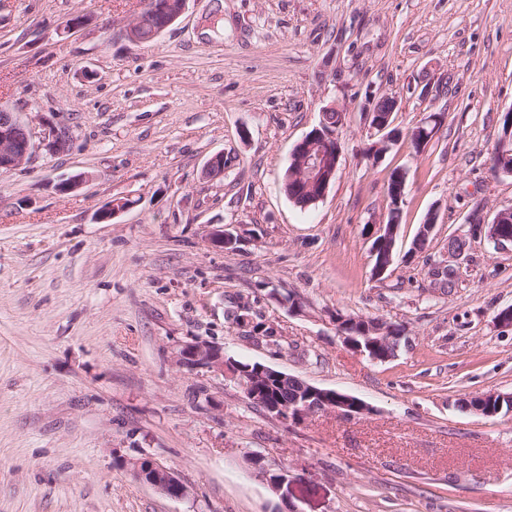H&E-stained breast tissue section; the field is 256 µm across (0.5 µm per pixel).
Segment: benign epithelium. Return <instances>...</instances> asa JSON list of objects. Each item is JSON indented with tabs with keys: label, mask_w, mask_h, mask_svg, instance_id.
Here are the masks:
<instances>
[{
	"label": "benign epithelium",
	"mask_w": 512,
	"mask_h": 512,
	"mask_svg": "<svg viewBox=\"0 0 512 512\" xmlns=\"http://www.w3.org/2000/svg\"><path fill=\"white\" fill-rule=\"evenodd\" d=\"M187 0H143L140 10L130 20L124 30V37L132 43H143L159 36L173 24L184 12ZM144 14L160 15L162 23L147 36L142 35L140 26ZM388 107L385 111L373 108L367 112L368 127L371 135L379 139L377 148L384 152L388 144L395 140L397 131L392 129L393 114L399 101L396 96H387ZM68 134L63 128L49 127L47 135L36 138L30 122L24 113L0 102V170H13L24 164L41 149L59 152L67 146ZM340 153L338 133L317 127L309 132L292 151V163L297 171L295 179L303 192L309 194L311 202L323 199L333 181ZM406 173L402 170L390 174L387 194L392 206L400 205L404 196ZM483 212L472 213L467 218V234L472 238H485L502 250H512V230L509 231L499 222H483ZM397 227L375 225L372 233L371 256L375 261L372 277L382 278L392 263V252H380L382 244L395 239ZM213 245L226 250L234 248L237 238L228 229L216 228L211 232ZM336 331L343 342L359 353H365L373 360L379 359V347L400 340L398 336L388 335L383 321H365L362 327L363 341L352 332L353 323L347 317L335 318ZM179 366L189 370L206 369L224 373L228 369L235 376L244 396L259 405L269 416L288 425L298 424L318 412L333 410L345 418H356L371 412V407L360 399L341 394L335 390L321 389L307 383L299 377L287 374L265 364L257 365L256 371L246 373L240 365L224 358L223 347L210 342L194 340L181 346L176 355ZM296 385L295 394L287 399L272 398L270 388L287 382ZM134 476L172 499H183L189 494V487L179 475L151 458H143L133 468Z\"/></svg>",
	"instance_id": "benign-epithelium-1"
}]
</instances>
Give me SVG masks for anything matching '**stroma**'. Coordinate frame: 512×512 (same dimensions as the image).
Here are the masks:
<instances>
[{"label":"stroma","mask_w":512,"mask_h":512,"mask_svg":"<svg viewBox=\"0 0 512 512\" xmlns=\"http://www.w3.org/2000/svg\"><path fill=\"white\" fill-rule=\"evenodd\" d=\"M139 6L0 0V102L70 134L0 172V512H512V411L461 406L512 393V331L495 322L512 251L473 238L450 256L474 209L512 206L490 161L512 108V0H188L137 45L123 31ZM387 95L399 136L373 159L365 114ZM329 107L337 171L304 210L282 176ZM438 112L415 151L409 131ZM397 169L396 254L375 281L365 230ZM116 198L128 208L100 220ZM220 226L235 250L211 245ZM450 259L444 288L430 270ZM339 312L404 325L396 357L351 351ZM193 340L371 412L283 424L232 374L179 367ZM144 457L188 496L137 480Z\"/></svg>","instance_id":"35a3bbf8"}]
</instances>
